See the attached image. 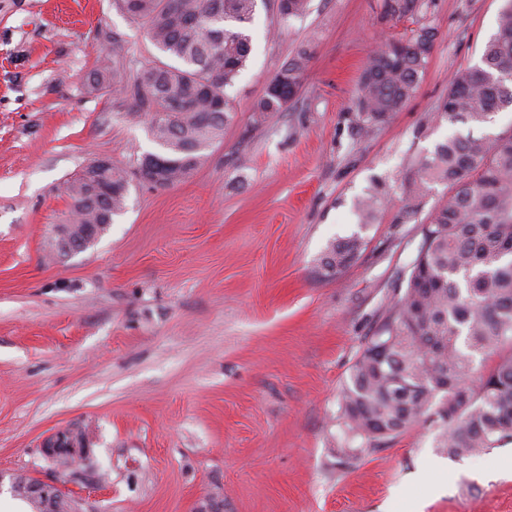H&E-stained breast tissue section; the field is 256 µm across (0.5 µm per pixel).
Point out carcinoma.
<instances>
[{
  "instance_id": "obj_1",
  "label": "carcinoma",
  "mask_w": 512,
  "mask_h": 512,
  "mask_svg": "<svg viewBox=\"0 0 512 512\" xmlns=\"http://www.w3.org/2000/svg\"><path fill=\"white\" fill-rule=\"evenodd\" d=\"M129 18L148 25L160 58L130 82L114 84L117 55L99 58L89 79L94 91L119 92L145 118L160 151L136 159V175L153 187L188 178L223 139L235 117L228 93L246 67L258 3L266 0H114ZM419 0H384L391 19L414 16ZM309 0H277L282 19L305 14ZM437 33L420 27L407 41L370 52L351 122L362 137L386 124L414 94ZM309 60L297 55L271 80L254 105L256 120L281 112L297 95ZM512 106V0H503L495 33L480 63L455 74L437 118L482 124ZM448 196L417 228L416 256L397 279L395 298L366 337L341 396L342 424L353 441L394 438L420 423H435L453 456L477 455L512 444V132L489 140L471 134L437 144L403 187L404 204L392 223L410 224L435 184ZM70 219L80 226L110 224L127 205L123 170L91 163L66 183ZM389 196L374 178L354 208L360 228L376 223ZM360 233L328 245L321 275L331 278L364 251ZM493 364L470 382L477 363ZM59 461L90 460L85 434L67 431L42 449Z\"/></svg>"
}]
</instances>
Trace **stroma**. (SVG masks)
<instances>
[{"label":"stroma","mask_w":512,"mask_h":512,"mask_svg":"<svg viewBox=\"0 0 512 512\" xmlns=\"http://www.w3.org/2000/svg\"><path fill=\"white\" fill-rule=\"evenodd\" d=\"M391 20L383 0H311L281 20L258 7L253 51L230 93L237 114L195 172L135 179L155 151L123 96L91 90L99 54L127 81L156 54L145 23L112 0H0V474L59 486L80 512H512V444L453 457L421 424L346 444L340 396L366 336L415 255L394 225L403 181L436 144L512 131V108L481 125L435 121L459 70L479 62L502 0H420ZM428 25L437 39L414 95L370 137L350 122L369 51ZM308 48L288 110L256 121L271 79ZM97 158L131 174L124 213L56 259L67 181ZM390 186L376 224L353 202ZM362 232L332 278L319 260ZM80 427L99 467L47 466L55 433ZM364 246L365 239L359 232L330 243L320 260L321 275L335 277L358 259Z\"/></svg>","instance_id":"35a3bbf8"}]
</instances>
